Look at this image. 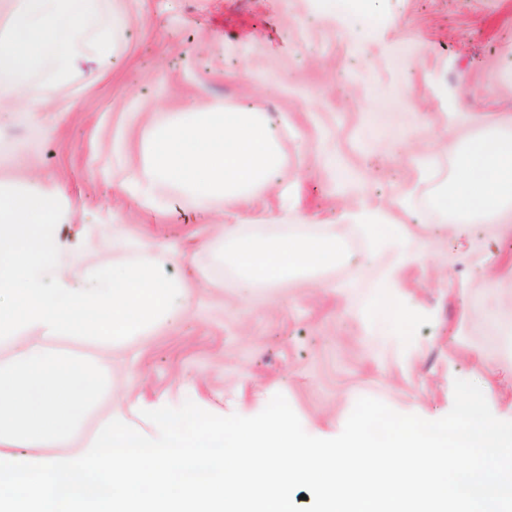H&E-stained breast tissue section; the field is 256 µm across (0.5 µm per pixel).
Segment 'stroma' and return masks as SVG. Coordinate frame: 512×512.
Masks as SVG:
<instances>
[{
	"instance_id": "35a3bbf8",
	"label": "stroma",
	"mask_w": 512,
	"mask_h": 512,
	"mask_svg": "<svg viewBox=\"0 0 512 512\" xmlns=\"http://www.w3.org/2000/svg\"><path fill=\"white\" fill-rule=\"evenodd\" d=\"M117 1L131 25L109 63L62 73L48 61L29 78L31 99L66 111L40 113L35 128L0 112V182L61 193L57 230L83 244L86 264L135 261L147 245L180 252L163 270L192 300L120 341H53L107 369L66 455L137 398L251 417L280 393L306 433L328 439L359 398L436 420L453 406L455 379L491 377L488 406L511 421L512 221L443 223L432 198L457 175L449 142L512 115V0H384L394 22L374 36L363 18L347 34L312 0H100L101 20ZM217 100L264 113L282 157L277 184L234 217L223 200L201 207L172 184L157 186L156 206L140 205L144 130ZM408 190L409 211L397 205ZM360 206L413 230L399 278L410 323L378 301L389 247L338 221ZM235 219L264 238L336 234L348 260L323 268L318 285L243 282L205 246ZM97 224L125 225L126 247L88 241Z\"/></svg>"
}]
</instances>
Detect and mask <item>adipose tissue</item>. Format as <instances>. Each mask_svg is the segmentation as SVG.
<instances>
[{
	"instance_id": "adipose-tissue-1",
	"label": "adipose tissue",
	"mask_w": 512,
	"mask_h": 512,
	"mask_svg": "<svg viewBox=\"0 0 512 512\" xmlns=\"http://www.w3.org/2000/svg\"><path fill=\"white\" fill-rule=\"evenodd\" d=\"M0 1L7 6V21L0 26V112L18 113L29 123L38 113L65 109L61 103L29 100L28 81L34 70L47 60L56 61L62 71L87 57L109 61L116 33L130 23L120 8L113 9L109 21H99V0ZM456 154L459 173L449 188L434 196L436 209L451 214L458 224L470 223L478 215L497 219L512 205V137L489 131L467 140ZM341 218L378 243L391 245V275L383 294L394 298L413 244L409 226L371 207L345 211ZM208 246L243 277L284 287L341 258L340 240L333 234L261 239L233 224L225 225L223 237Z\"/></svg>"
}]
</instances>
